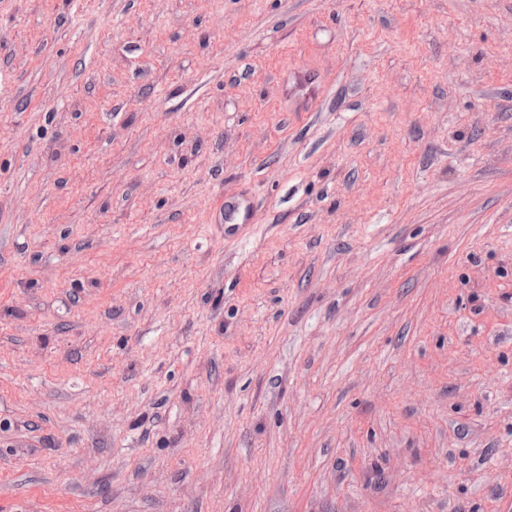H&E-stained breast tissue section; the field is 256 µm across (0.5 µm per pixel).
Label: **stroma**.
<instances>
[{
  "mask_svg": "<svg viewBox=\"0 0 512 512\" xmlns=\"http://www.w3.org/2000/svg\"><path fill=\"white\" fill-rule=\"evenodd\" d=\"M0 512H512V0H0ZM217 220L219 223L237 224L238 229L245 228L251 223L250 208L243 200L224 199L218 213Z\"/></svg>",
  "mask_w": 512,
  "mask_h": 512,
  "instance_id": "obj_1",
  "label": "stroma"
}]
</instances>
